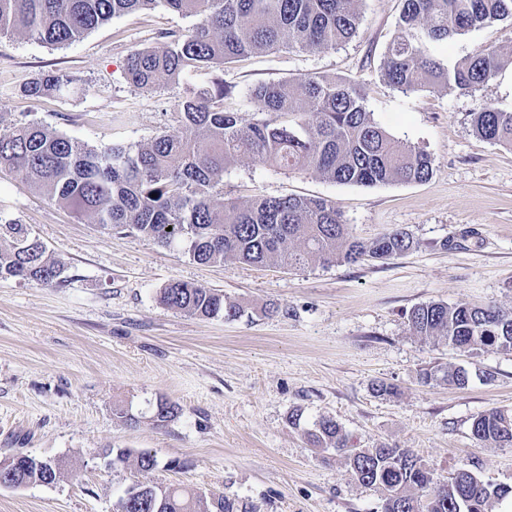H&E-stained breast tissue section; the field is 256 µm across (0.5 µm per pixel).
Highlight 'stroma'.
Listing matches in <instances>:
<instances>
[{
  "instance_id": "obj_1",
  "label": "stroma",
  "mask_w": 512,
  "mask_h": 512,
  "mask_svg": "<svg viewBox=\"0 0 512 512\" xmlns=\"http://www.w3.org/2000/svg\"><path fill=\"white\" fill-rule=\"evenodd\" d=\"M401 0H362L358 33L328 52L275 48L238 59L222 76L229 110L253 120L251 90L308 75L343 78L363 91L377 123L428 153L420 183L339 184L315 170L288 172L247 159L224 172L225 197L327 200L363 241L401 228L418 247L386 261L272 264L193 260L182 245L106 230L0 169V218L26 225L61 267L46 286L0 280V460L22 452L59 463L51 485L0 487V512H118L136 482H182L232 512H382L379 491L355 482L344 456L312 447L307 433L329 417L357 448H409L444 481L461 464L482 481L512 485V447L472 436L475 415L512 411V351L467 354L409 327L422 303L512 308V147L477 136L470 114L512 112V64L476 90L402 93L380 69L397 36ZM191 18L162 8L121 16L55 48L0 37V112L35 121L90 148L138 146L182 128L180 85L147 93L126 78L137 48ZM496 48L512 53V20L436 44L444 65ZM64 72L79 90L31 97L25 83ZM173 280L223 293L246 312L198 318L165 306ZM465 369L464 388L423 384L434 366ZM385 382L394 395L380 397ZM166 399L178 410L153 421ZM124 408L132 423L120 421ZM297 423H289L291 414ZM149 452V472L109 467L104 449Z\"/></svg>"
}]
</instances>
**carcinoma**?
<instances>
[{
	"mask_svg": "<svg viewBox=\"0 0 512 512\" xmlns=\"http://www.w3.org/2000/svg\"><path fill=\"white\" fill-rule=\"evenodd\" d=\"M360 0H0V34L17 33L50 46H65L114 17L162 6L195 23L182 36L162 34L156 47L133 50L127 79L153 91L163 83L182 84L175 104L183 133L160 135L135 149L108 145L89 149L39 123L5 122L0 115V166L15 170L50 199L88 215L103 228L150 237L163 246L187 245L200 264L242 262L301 269L313 262L385 260L417 243L402 229L365 242L355 238L334 206L320 198L256 196L247 202L224 199V170L244 158L288 170L313 168L326 178L356 185L418 183L433 173V159L393 137L373 118L356 85L322 76L284 79L252 91L261 118L244 124L225 109L231 89L219 77L196 76L255 52L285 45L325 52L356 35ZM512 20V0H402L400 35L381 61L384 78L408 93L425 86L470 90L492 79L503 66L495 49L467 57L449 68L427 45L477 27ZM33 95L65 97L77 90L64 72L28 83ZM473 130L495 144L512 146V112L484 105L471 113ZM0 279L59 283L61 269L25 225L0 224ZM167 307L199 317L235 320L245 309L224 294L172 281L161 290ZM410 329L424 341L443 337L463 353L512 350V310L428 302L408 314ZM468 383L461 368L424 372L426 382ZM177 407L156 404L163 424ZM481 443L512 447V411L491 409L473 418ZM317 448L345 454L352 478L381 492L383 512H490L494 502L512 498V487L493 485L470 469L457 468L443 484L406 448H353L333 419L322 418L308 433ZM20 475L51 484L60 470L20 472L15 459L0 462V477ZM144 484L122 512H230L222 500L186 486Z\"/></svg>",
	"mask_w": 512,
	"mask_h": 512,
	"instance_id": "carcinoma-1",
	"label": "carcinoma"
}]
</instances>
